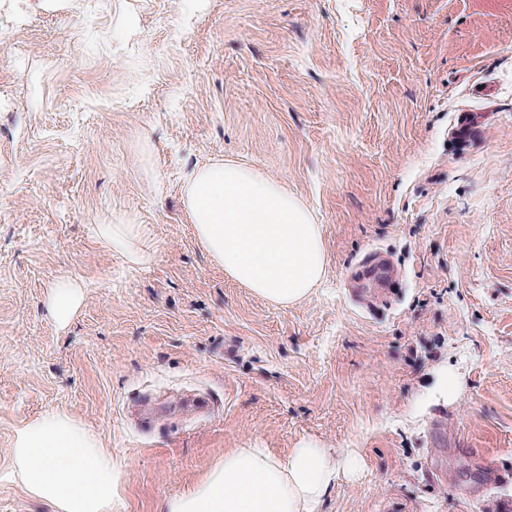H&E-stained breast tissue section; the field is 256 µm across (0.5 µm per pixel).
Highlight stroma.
Wrapping results in <instances>:
<instances>
[{"instance_id": "1", "label": "stroma", "mask_w": 512, "mask_h": 512, "mask_svg": "<svg viewBox=\"0 0 512 512\" xmlns=\"http://www.w3.org/2000/svg\"><path fill=\"white\" fill-rule=\"evenodd\" d=\"M219 158L321 224L303 301L199 245ZM125 216L153 262L96 235ZM51 410L121 461L113 512L305 441L359 459L321 512H512V0H0V512H49L8 472ZM81 300V287L76 282L65 278L58 280L50 291L49 307L54 321L64 326L68 324Z\"/></svg>"}]
</instances>
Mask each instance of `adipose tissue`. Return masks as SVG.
Instances as JSON below:
<instances>
[{"label":"adipose tissue","mask_w":512,"mask_h":512,"mask_svg":"<svg viewBox=\"0 0 512 512\" xmlns=\"http://www.w3.org/2000/svg\"><path fill=\"white\" fill-rule=\"evenodd\" d=\"M181 204L196 236L225 274L260 298L291 305L311 294L326 272L322 227L277 180L239 163L219 160L196 169ZM112 250L150 262L153 251H132L140 224H99ZM11 476L52 512H112L121 464L100 438L69 415L50 411L17 428ZM356 458L335 460L302 442L287 458L263 448L225 453L193 488L164 497L162 512H319L331 485Z\"/></svg>","instance_id":"obj_1"}]
</instances>
